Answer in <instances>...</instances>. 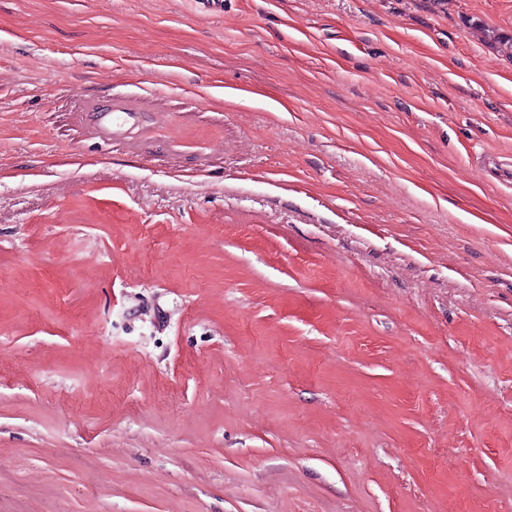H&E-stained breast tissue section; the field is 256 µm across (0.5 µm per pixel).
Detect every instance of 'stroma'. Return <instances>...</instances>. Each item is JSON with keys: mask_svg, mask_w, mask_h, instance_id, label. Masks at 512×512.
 <instances>
[{"mask_svg": "<svg viewBox=\"0 0 512 512\" xmlns=\"http://www.w3.org/2000/svg\"><path fill=\"white\" fill-rule=\"evenodd\" d=\"M492 30L0 0V512H512Z\"/></svg>", "mask_w": 512, "mask_h": 512, "instance_id": "stroma-1", "label": "stroma"}]
</instances>
